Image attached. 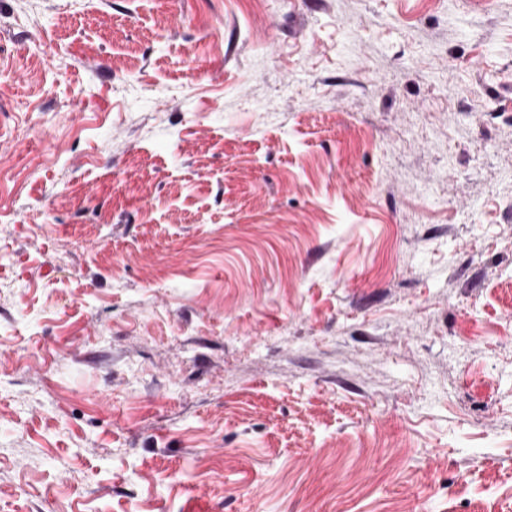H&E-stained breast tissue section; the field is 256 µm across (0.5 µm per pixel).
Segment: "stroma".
Instances as JSON below:
<instances>
[{
  "mask_svg": "<svg viewBox=\"0 0 512 512\" xmlns=\"http://www.w3.org/2000/svg\"><path fill=\"white\" fill-rule=\"evenodd\" d=\"M0 512H512V0H0Z\"/></svg>",
  "mask_w": 512,
  "mask_h": 512,
  "instance_id": "stroma-1",
  "label": "stroma"
}]
</instances>
